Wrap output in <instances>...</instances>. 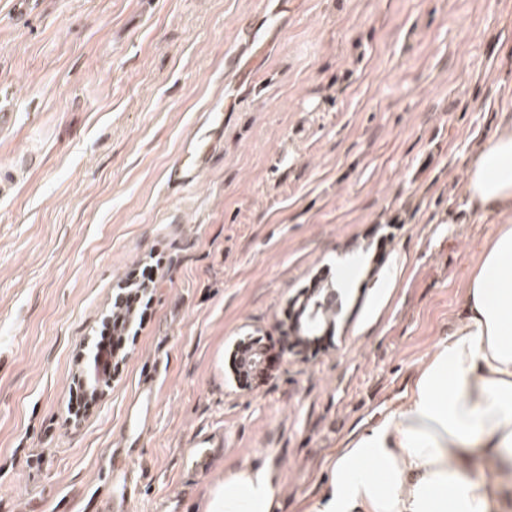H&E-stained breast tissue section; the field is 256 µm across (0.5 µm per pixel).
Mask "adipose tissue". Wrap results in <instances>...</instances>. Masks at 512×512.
I'll list each match as a JSON object with an SVG mask.
<instances>
[{
	"mask_svg": "<svg viewBox=\"0 0 512 512\" xmlns=\"http://www.w3.org/2000/svg\"><path fill=\"white\" fill-rule=\"evenodd\" d=\"M462 198L496 216L464 293L463 311L415 369L400 401L340 441L300 512H505L499 481L468 479L475 459H512V119L467 170ZM272 461L222 476L199 512H279Z\"/></svg>",
	"mask_w": 512,
	"mask_h": 512,
	"instance_id": "ef3b65f1",
	"label": "adipose tissue"
}]
</instances>
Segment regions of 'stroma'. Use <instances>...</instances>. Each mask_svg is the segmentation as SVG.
I'll list each match as a JSON object with an SVG mask.
<instances>
[{"mask_svg": "<svg viewBox=\"0 0 512 512\" xmlns=\"http://www.w3.org/2000/svg\"><path fill=\"white\" fill-rule=\"evenodd\" d=\"M0 0V512H97L124 409L160 367L133 512H191L222 474L273 460L297 512L336 444L392 406L447 336L495 231L462 182L512 116V0ZM263 22L260 85L229 60ZM236 100L196 186L183 142ZM162 253L119 382L78 424L71 374L112 289ZM405 257L385 288L381 273ZM361 263L360 285L341 284ZM334 343L257 389L224 353L273 331L312 280ZM224 445L196 471L211 435Z\"/></svg>", "mask_w": 512, "mask_h": 512, "instance_id": "stroma-1", "label": "stroma"}]
</instances>
